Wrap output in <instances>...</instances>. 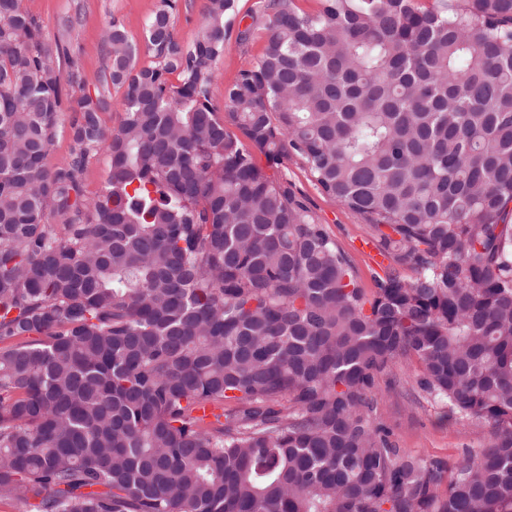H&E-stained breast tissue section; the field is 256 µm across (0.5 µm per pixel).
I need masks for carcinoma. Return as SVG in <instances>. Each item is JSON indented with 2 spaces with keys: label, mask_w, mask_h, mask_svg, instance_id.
Masks as SVG:
<instances>
[{
  "label": "carcinoma",
  "mask_w": 512,
  "mask_h": 512,
  "mask_svg": "<svg viewBox=\"0 0 512 512\" xmlns=\"http://www.w3.org/2000/svg\"><path fill=\"white\" fill-rule=\"evenodd\" d=\"M317 2L263 0L264 52L222 112L235 0H209L188 47L162 0L147 67L112 20L122 119L81 94L50 170L76 61L0 0V502L512 512V0ZM290 149L396 264L372 298L255 161ZM402 360L448 416L491 424L487 444L452 466L397 447L373 390ZM70 96H64L61 112L58 117L57 134L53 145L51 146L45 158V165L49 169H56L68 157L72 145L71 125L78 116V112H73ZM109 169V158L104 152L92 156L83 171L82 190L85 198L94 196L103 185Z\"/></svg>",
  "instance_id": "cac0c4a2"
}]
</instances>
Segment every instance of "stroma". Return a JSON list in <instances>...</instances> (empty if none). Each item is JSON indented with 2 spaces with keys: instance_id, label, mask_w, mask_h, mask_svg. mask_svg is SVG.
Returning <instances> with one entry per match:
<instances>
[{
  "instance_id": "1",
  "label": "stroma",
  "mask_w": 512,
  "mask_h": 512,
  "mask_svg": "<svg viewBox=\"0 0 512 512\" xmlns=\"http://www.w3.org/2000/svg\"><path fill=\"white\" fill-rule=\"evenodd\" d=\"M258 3L236 0V14L217 66L216 106H223L224 90L234 83L240 69L263 54L266 36ZM159 5L160 0H21L23 10L39 21L45 37L69 48L78 63V82L84 92H105L109 108L101 120L108 129L117 127L121 120L122 93L103 87L102 75L108 63L104 31L116 18L131 41L142 43L145 22ZM256 161L271 179L287 182L349 259L365 295L373 296L375 277L384 268L375 257L372 232L360 215L323 193L300 155L288 153L277 166L269 165L261 153ZM417 373V363L404 362L395 367L393 375H379L374 390L379 420L398 446L415 456L440 457L453 463L464 449L486 444L491 434L487 423L461 424L448 418L440 406L425 399L414 403L404 395V388L414 384Z\"/></svg>"
}]
</instances>
